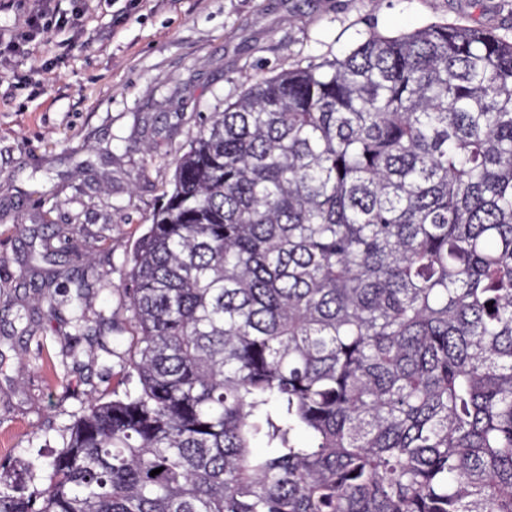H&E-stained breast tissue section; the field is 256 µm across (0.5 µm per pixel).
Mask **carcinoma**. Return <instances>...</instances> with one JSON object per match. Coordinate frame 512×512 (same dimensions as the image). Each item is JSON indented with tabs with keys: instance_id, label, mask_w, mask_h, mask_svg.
Listing matches in <instances>:
<instances>
[{
	"instance_id": "cac0c4a2",
	"label": "carcinoma",
	"mask_w": 512,
	"mask_h": 512,
	"mask_svg": "<svg viewBox=\"0 0 512 512\" xmlns=\"http://www.w3.org/2000/svg\"><path fill=\"white\" fill-rule=\"evenodd\" d=\"M164 198L136 390L0 512H512V38L372 27L206 116Z\"/></svg>"
}]
</instances>
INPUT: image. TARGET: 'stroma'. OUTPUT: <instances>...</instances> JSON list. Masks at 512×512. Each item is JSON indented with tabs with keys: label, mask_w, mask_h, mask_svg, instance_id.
I'll use <instances>...</instances> for the list:
<instances>
[{
	"label": "stroma",
	"mask_w": 512,
	"mask_h": 512,
	"mask_svg": "<svg viewBox=\"0 0 512 512\" xmlns=\"http://www.w3.org/2000/svg\"><path fill=\"white\" fill-rule=\"evenodd\" d=\"M34 8L0 0V480L27 493L45 486L28 462L61 447L90 398L127 387L133 243L206 115L372 26L512 37V0H61L10 48Z\"/></svg>",
	"instance_id": "35a3bbf8"
}]
</instances>
